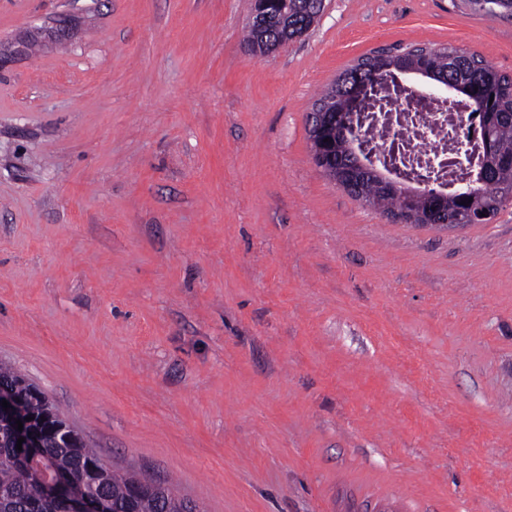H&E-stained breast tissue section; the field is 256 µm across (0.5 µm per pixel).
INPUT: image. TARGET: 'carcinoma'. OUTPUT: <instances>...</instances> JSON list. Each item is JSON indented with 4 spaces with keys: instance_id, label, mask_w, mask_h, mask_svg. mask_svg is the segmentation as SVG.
Here are the masks:
<instances>
[{
    "instance_id": "1",
    "label": "carcinoma",
    "mask_w": 512,
    "mask_h": 512,
    "mask_svg": "<svg viewBox=\"0 0 512 512\" xmlns=\"http://www.w3.org/2000/svg\"><path fill=\"white\" fill-rule=\"evenodd\" d=\"M470 4L485 16H512V0H489L484 7L478 5V0H470ZM322 10V0H290L288 28L280 27L277 21L261 31L251 27L246 43L253 51L263 54L272 41L284 36L291 41L306 34ZM378 67L391 69L393 76L423 70L430 83L453 86L455 93L465 97L476 114L494 113L488 157L494 187L490 190L473 187L465 193L468 203L463 204L454 192L438 200L420 199L414 190L405 186L400 193L392 194L383 190L379 178L372 175L355 181L350 194L388 212L409 205L417 209H435L455 221L457 228L491 223L512 197V77L497 71L473 53L448 46L433 49L425 58L408 53L386 57L377 53L359 59L336 78L316 101L318 111L345 112L348 108L346 82L362 79ZM327 134L336 141V155L347 154L355 138L352 123H344L336 129L332 127ZM0 384L15 393L23 406L24 416L32 417L33 426L65 424L46 394L18 370L1 363ZM14 434L13 421L1 417L0 512H69L68 492L48 495L41 491L45 468L68 476L73 490L96 492L106 502V509L112 512H197L193 502L175 494L165 483L142 480L130 473L120 475L109 466L97 473L91 472L90 465L100 461L101 457L77 430L68 440L47 437L40 466L22 461L20 451L15 447Z\"/></svg>"
}]
</instances>
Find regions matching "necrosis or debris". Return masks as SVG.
I'll return each instance as SVG.
<instances>
[{
	"instance_id": "obj_1",
	"label": "necrosis or debris",
	"mask_w": 512,
	"mask_h": 512,
	"mask_svg": "<svg viewBox=\"0 0 512 512\" xmlns=\"http://www.w3.org/2000/svg\"><path fill=\"white\" fill-rule=\"evenodd\" d=\"M360 122L363 153L414 189L454 191L478 162L479 119L461 98L432 96L403 80L380 90Z\"/></svg>"
}]
</instances>
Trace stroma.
<instances>
[{
    "mask_svg": "<svg viewBox=\"0 0 512 512\" xmlns=\"http://www.w3.org/2000/svg\"><path fill=\"white\" fill-rule=\"evenodd\" d=\"M0 0V361L119 473L200 512H512V201L389 221L308 114L371 52L512 75V17L325 0ZM323 0H290L288 14L281 18V25L288 23L285 33L284 27H279L280 21L269 24L265 29L258 31L250 25L246 36V43L253 47L254 52L265 54L267 45L271 41L286 37L274 46H270L267 54L273 53L293 41L295 36L298 38L306 34L317 22L323 10ZM386 215L389 217L388 219L390 221L402 224L424 223L420 225L436 227L445 226L446 224L448 225V220H438L435 212H427L426 214H423L421 212L417 213L413 210H404Z\"/></svg>",
    "mask_w": 512,
    "mask_h": 512,
    "instance_id": "35a3bbf8",
    "label": "stroma"
}]
</instances>
